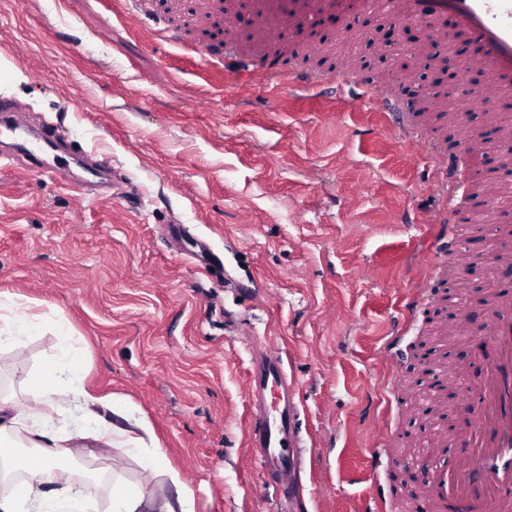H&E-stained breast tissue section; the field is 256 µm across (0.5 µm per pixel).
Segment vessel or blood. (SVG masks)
I'll return each mask as SVG.
<instances>
[{
  "label": "vessel or blood",
  "instance_id": "vessel-or-blood-1",
  "mask_svg": "<svg viewBox=\"0 0 512 512\" xmlns=\"http://www.w3.org/2000/svg\"><path fill=\"white\" fill-rule=\"evenodd\" d=\"M449 14L481 45L470 64L484 71L487 80L474 90V98L496 107L503 90L512 87V0H391L386 12L392 20L421 22L428 49L451 40L445 21ZM262 73L268 79H287L299 89L317 79L316 73L309 71L283 73L271 60L263 64ZM335 79L348 108L404 113L399 131L421 146L423 158L438 176L437 187L448 190L464 178L466 153L449 155L424 138L411 107L400 104L387 87L377 86L371 76L357 70L337 73ZM476 188L492 206L512 199V191L496 176L477 181ZM441 234L446 243L429 259L427 273L406 305V321H413L428 303L432 284L457 269L461 261L454 227H442ZM491 240L497 251L493 265L497 280L488 292L485 311L489 320L481 332L489 346L479 354L485 377L477 385L456 380L463 393L456 405L458 422L450 428L437 425L431 431L430 446L421 458L431 477L419 492L432 512H446L451 504L456 512H512V291L499 282L500 277L512 273V229H497ZM247 394L250 417L245 444L264 477L275 478L276 490L290 495V478L297 468L292 450L299 445L298 410L283 352L277 345L253 346Z\"/></svg>",
  "mask_w": 512,
  "mask_h": 512
}]
</instances>
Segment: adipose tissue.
<instances>
[{"instance_id":"obj_1","label":"adipose tissue","mask_w":512,"mask_h":512,"mask_svg":"<svg viewBox=\"0 0 512 512\" xmlns=\"http://www.w3.org/2000/svg\"><path fill=\"white\" fill-rule=\"evenodd\" d=\"M78 359L68 367L45 365L36 376L31 392L39 415L48 416L56 409V388L62 376L77 372ZM145 421L133 427L104 426L94 431L80 430L72 438L86 451L99 447L126 452L140 450ZM24 478L13 493L0 495V512H51L59 499L83 501L90 493L87 483L75 479V465L68 443L37 422H29L27 413L16 410L12 401L0 397V479L14 472ZM190 490L178 489L176 496H159L142 490H129L112 501V512H193Z\"/></svg>"}]
</instances>
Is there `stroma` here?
Listing matches in <instances>:
<instances>
[{"label": "stroma", "instance_id": "obj_1", "mask_svg": "<svg viewBox=\"0 0 512 512\" xmlns=\"http://www.w3.org/2000/svg\"><path fill=\"white\" fill-rule=\"evenodd\" d=\"M0 0V107L18 104L49 121L71 147L97 157L120 185L82 197L85 173L51 171L52 156L0 163V295L30 302L41 318L0 345V395L31 404L35 373L82 357L60 386L64 428L93 427L70 402L73 386L111 396L146 418L152 446L193 492L194 512H335L370 495L428 512L415 496L410 459L426 423L391 405L394 382L430 407V380L414 367L434 336L443 296L461 295L474 331L490 271L451 279L407 330L402 364L381 348L416 285L417 265L438 243L445 202L425 161L385 113L349 109L327 65L302 57L283 70L317 71L304 90L224 71L223 14L202 0ZM330 44L342 60L378 74L394 92L445 89L427 60L382 58L377 43L347 42L363 9L330 7ZM175 31L172 39L160 29ZM249 223H241V211ZM433 216L430 224L420 215ZM371 264L374 280L359 270ZM279 345L300 410L299 497L282 502L244 443L253 338ZM404 443L370 471V429ZM80 475L104 477L87 512L115 493L173 492L140 454L77 456Z\"/></svg>", "mask_w": 512, "mask_h": 512}]
</instances>
